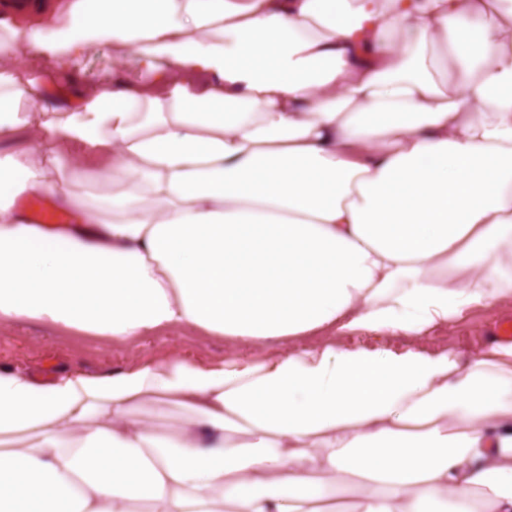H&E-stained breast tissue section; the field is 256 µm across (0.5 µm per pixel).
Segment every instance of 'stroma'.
<instances>
[{
	"instance_id": "obj_1",
	"label": "stroma",
	"mask_w": 512,
	"mask_h": 512,
	"mask_svg": "<svg viewBox=\"0 0 512 512\" xmlns=\"http://www.w3.org/2000/svg\"><path fill=\"white\" fill-rule=\"evenodd\" d=\"M503 316L512 317V300L469 309L449 325L415 338L414 343L432 352L451 348L466 358L483 349L491 323ZM249 353V348L233 340L190 327L115 342L36 322L0 324V365L22 368L46 381L63 368L102 374L149 360L179 356L210 363Z\"/></svg>"
}]
</instances>
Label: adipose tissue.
<instances>
[{"label":"adipose tissue","mask_w":512,"mask_h":512,"mask_svg":"<svg viewBox=\"0 0 512 512\" xmlns=\"http://www.w3.org/2000/svg\"><path fill=\"white\" fill-rule=\"evenodd\" d=\"M103 47L136 73L87 88ZM22 130L0 323L259 354L0 367V512H512V345L338 342L512 299V6L29 0L0 20V142ZM99 156L108 191L74 193ZM30 190L71 223H28Z\"/></svg>","instance_id":"adipose-tissue-1"}]
</instances>
